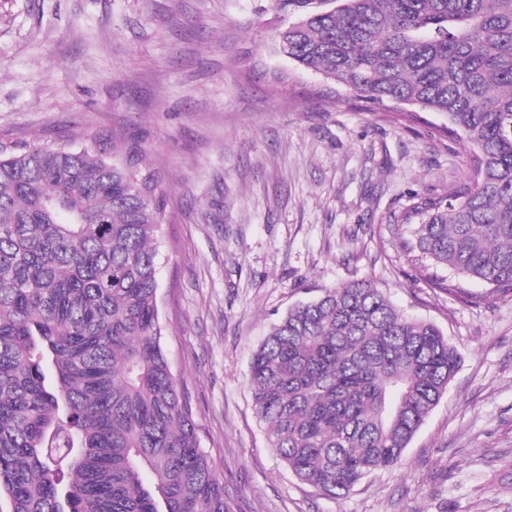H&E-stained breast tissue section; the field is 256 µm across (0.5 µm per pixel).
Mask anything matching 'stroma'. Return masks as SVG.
<instances>
[{"label": "stroma", "mask_w": 512, "mask_h": 512, "mask_svg": "<svg viewBox=\"0 0 512 512\" xmlns=\"http://www.w3.org/2000/svg\"><path fill=\"white\" fill-rule=\"evenodd\" d=\"M275 0H0V142L99 136L161 182L165 347L230 512H512V293L422 268L402 213L470 167L446 118L297 67ZM369 280L434 323L460 365L393 467L334 500L269 447L249 389L271 323Z\"/></svg>", "instance_id": "35a3bbf8"}]
</instances>
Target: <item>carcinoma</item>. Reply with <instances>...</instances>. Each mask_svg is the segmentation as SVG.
Segmentation results:
<instances>
[{
  "instance_id": "carcinoma-1",
  "label": "carcinoma",
  "mask_w": 512,
  "mask_h": 512,
  "mask_svg": "<svg viewBox=\"0 0 512 512\" xmlns=\"http://www.w3.org/2000/svg\"><path fill=\"white\" fill-rule=\"evenodd\" d=\"M280 50L447 117L471 177L402 216L415 260L512 293V0H275ZM159 181L96 148L0 146V512H229L163 344ZM459 357L368 280L275 322L250 364L270 448L341 498L395 464Z\"/></svg>"
}]
</instances>
